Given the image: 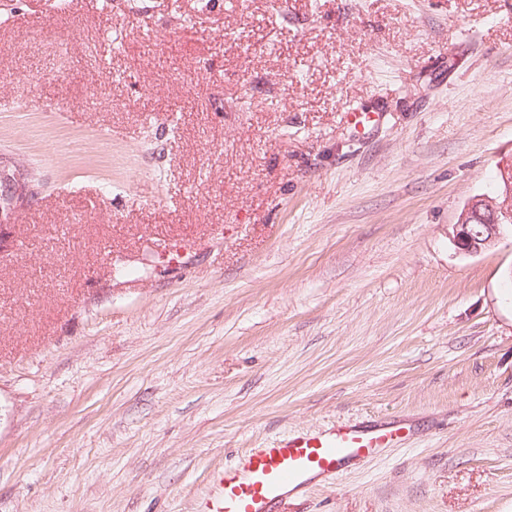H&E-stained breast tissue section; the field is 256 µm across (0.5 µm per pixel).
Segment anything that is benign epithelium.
<instances>
[{"mask_svg":"<svg viewBox=\"0 0 512 512\" xmlns=\"http://www.w3.org/2000/svg\"><path fill=\"white\" fill-rule=\"evenodd\" d=\"M500 178L502 194L496 197L478 195L462 209L453 228L457 249L466 254L492 247L512 221V157L502 162ZM36 195L31 181L19 169H11L0 161V251L8 245L6 230L23 202Z\"/></svg>","mask_w":512,"mask_h":512,"instance_id":"1","label":"benign epithelium"}]
</instances>
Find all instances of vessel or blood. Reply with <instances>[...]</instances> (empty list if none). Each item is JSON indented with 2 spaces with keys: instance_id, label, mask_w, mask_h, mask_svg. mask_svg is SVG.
Instances as JSON below:
<instances>
[{
  "instance_id": "obj_1",
  "label": "vessel or blood",
  "mask_w": 512,
  "mask_h": 512,
  "mask_svg": "<svg viewBox=\"0 0 512 512\" xmlns=\"http://www.w3.org/2000/svg\"><path fill=\"white\" fill-rule=\"evenodd\" d=\"M411 433L401 422L343 421L315 432H294L254 448L214 479L197 512H275L284 500L336 479L347 467L379 456Z\"/></svg>"
}]
</instances>
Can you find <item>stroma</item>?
I'll list each match as a JSON object with an SVG mask.
<instances>
[{
	"mask_svg": "<svg viewBox=\"0 0 512 512\" xmlns=\"http://www.w3.org/2000/svg\"><path fill=\"white\" fill-rule=\"evenodd\" d=\"M0 512H194L247 450L416 433L279 512H512V0H0ZM377 110L354 134L345 114ZM10 166L5 163L3 157L0 161V253L8 245L5 230L10 226V220L13 219L22 206L23 202L36 195L31 188V180L21 175L20 169L16 166ZM499 171L502 194L473 197L454 224L453 240L462 253L473 254L492 247L509 226L505 223L512 221V157L502 162Z\"/></svg>",
	"mask_w": 512,
	"mask_h": 512,
	"instance_id": "1",
	"label": "stroma"
}]
</instances>
